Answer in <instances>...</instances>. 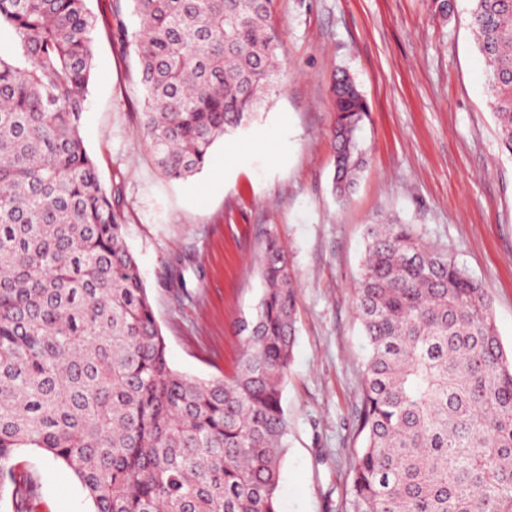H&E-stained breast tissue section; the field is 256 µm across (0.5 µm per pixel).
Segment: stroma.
I'll list each match as a JSON object with an SVG mask.
<instances>
[{"label": "stroma", "mask_w": 512, "mask_h": 512, "mask_svg": "<svg viewBox=\"0 0 512 512\" xmlns=\"http://www.w3.org/2000/svg\"><path fill=\"white\" fill-rule=\"evenodd\" d=\"M273 0L281 87L256 120L217 142L201 173L162 177L138 131L142 91L133 53L106 36L80 133L106 188L118 190L170 365L199 379L232 374L241 318L262 293L256 259L275 235L298 282L297 335L282 392L288 417L279 512H351V467L366 342L354 288L366 227L413 225L485 288L512 352V154L491 109L470 26L472 0ZM364 93L368 164L349 200L332 193L337 72ZM179 270L174 293L166 281ZM32 512H89L69 469L25 450Z\"/></svg>", "instance_id": "stroma-1"}]
</instances>
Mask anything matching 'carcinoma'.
<instances>
[{"instance_id":"obj_1","label":"carcinoma","mask_w":512,"mask_h":512,"mask_svg":"<svg viewBox=\"0 0 512 512\" xmlns=\"http://www.w3.org/2000/svg\"><path fill=\"white\" fill-rule=\"evenodd\" d=\"M89 2L0 0L13 44L0 55V497L31 512L38 482L12 464L30 449L67 467L94 512H278L293 272L267 238L233 375L169 365L119 199L80 134ZM473 2L512 153V0ZM104 25L135 54L140 133L170 180L247 127L282 72L272 0H112ZM333 90L332 188L345 201L366 165L369 106L346 73ZM355 300L368 355L352 512H512V358L485 289L411 225L369 224Z\"/></svg>"}]
</instances>
